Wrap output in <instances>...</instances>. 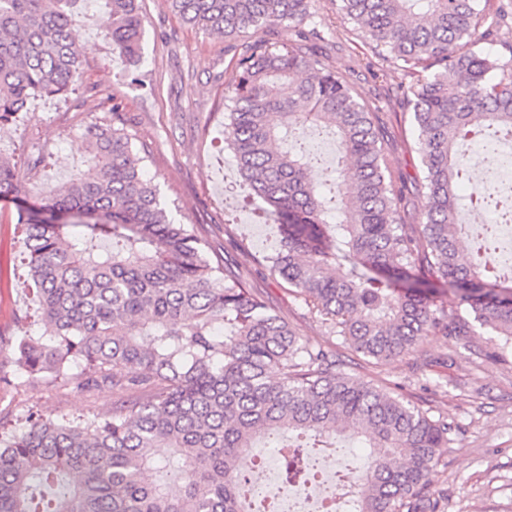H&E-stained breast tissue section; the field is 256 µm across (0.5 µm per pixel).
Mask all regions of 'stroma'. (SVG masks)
<instances>
[{"instance_id": "obj_1", "label": "stroma", "mask_w": 512, "mask_h": 512, "mask_svg": "<svg viewBox=\"0 0 512 512\" xmlns=\"http://www.w3.org/2000/svg\"><path fill=\"white\" fill-rule=\"evenodd\" d=\"M489 36L479 42L487 54L512 58V0H481ZM312 9L328 28L325 41L310 50L343 76L367 103L380 128L396 185L403 191L401 219L422 221L423 196L418 131L401 99L403 72L384 61L345 23L338 0H313ZM105 0H79L72 27L80 35L84 78L77 95L38 98L22 121L0 130V153L18 162L44 150L48 163L37 173L17 169L23 193L39 195L85 171L84 131L111 122L99 106L112 94L135 146H147L146 178L175 201L178 223L193 226L208 257L225 264L258 291L304 344L335 350L343 373L371 381L402 396L430 415L453 425L448 447L440 449L435 489L445 512H512V359L490 360L498 342L490 330L474 337L465 351L451 336L422 337L416 346L388 362L356 353L342 337L330 334L303 297L263 262L273 252V225L258 217L260 200L239 177L224 147V71L234 61L224 39L185 25L168 0H142L141 56L130 64L102 39ZM18 204L0 201V361L11 360L18 337L39 334L26 320L30 300L22 289L27 268L16 226ZM109 388L79 393L26 379L19 390L0 391V410L31 407L48 417L111 411Z\"/></svg>"}]
</instances>
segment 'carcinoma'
Wrapping results in <instances>:
<instances>
[{"label":"carcinoma","mask_w":512,"mask_h":512,"mask_svg":"<svg viewBox=\"0 0 512 512\" xmlns=\"http://www.w3.org/2000/svg\"><path fill=\"white\" fill-rule=\"evenodd\" d=\"M77 0H0V128L27 101L68 97L82 84L71 37ZM141 0H106L103 36L134 64ZM312 0H170L186 24L224 36V139L277 224L270 273L355 352L393 360L421 337L462 347L476 328L512 349V277L497 271L488 236L463 221L457 188L470 171L458 143L480 135L488 172L496 141L512 134V58L476 49L479 0H341L375 53L411 78L401 86L419 131L425 222L400 223L402 194L368 107L308 52L324 38ZM287 21L295 43L238 42ZM112 122L89 131L87 172L18 209L25 290L39 336H21L14 365L79 392L102 387L112 413L41 417L0 413V512H245L239 462L256 440L280 442L285 478L308 448L338 434L372 448L354 477L353 512H442L438 449L453 426L384 388L336 371V355L299 342L242 277L205 255L194 231L143 178L138 152L108 95ZM330 131L342 156L321 185L320 158L300 140ZM18 193L0 160V199ZM94 220L73 237L52 221ZM109 239L112 248L99 245ZM453 287L456 308L432 309L428 290Z\"/></svg>","instance_id":"carcinoma-1"}]
</instances>
